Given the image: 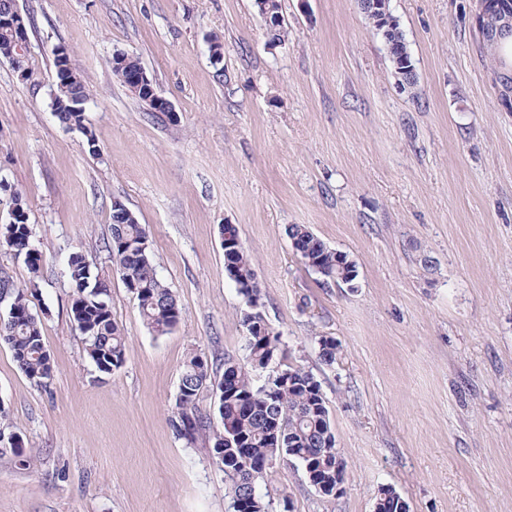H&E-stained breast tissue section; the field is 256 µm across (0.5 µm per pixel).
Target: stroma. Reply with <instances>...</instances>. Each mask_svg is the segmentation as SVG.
Returning a JSON list of instances; mask_svg holds the SVG:
<instances>
[{"label":"stroma","instance_id":"stroma-1","mask_svg":"<svg viewBox=\"0 0 512 512\" xmlns=\"http://www.w3.org/2000/svg\"><path fill=\"white\" fill-rule=\"evenodd\" d=\"M281 5L275 40L255 0H18L28 42L21 64L0 58V223L20 193L54 376L35 387L0 342V426L30 450L23 463L0 455V512H229L208 444L186 445L169 423L190 355L243 354L225 224L282 363L320 383L348 465L330 497L302 468L270 469L273 512H374L384 486L409 512H512V112L498 109L472 0H391L411 88L357 0ZM61 51L90 93L81 130L52 110ZM118 51L176 121L113 77ZM116 202L145 224L181 320L153 335L113 281L126 358L107 375L74 330L65 265L78 250L110 270ZM291 224L348 254L355 287L309 269ZM323 336L340 345L334 364Z\"/></svg>","mask_w":512,"mask_h":512}]
</instances>
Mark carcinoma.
Returning a JSON list of instances; mask_svg holds the SVG:
<instances>
[{
	"label": "carcinoma",
	"mask_w": 512,
	"mask_h": 512,
	"mask_svg": "<svg viewBox=\"0 0 512 512\" xmlns=\"http://www.w3.org/2000/svg\"><path fill=\"white\" fill-rule=\"evenodd\" d=\"M374 30L385 43L387 54L402 83L414 85L415 65L399 20L391 8L361 7ZM141 67L138 58L120 53L112 57V74L123 84ZM89 96L75 68H56V92L53 112L69 127H83L84 113L73 111L74 100ZM288 237L298 239V254L309 268L321 270L326 283H354L356 266L348 255L329 249L308 227L290 224ZM0 246L14 257L24 259L32 273L40 271V256L33 242L28 213L0 224ZM106 250L112 258L113 272L124 288L137 300L147 328L156 336L172 331L181 311L170 288L158 274L152 260L145 226L112 213L111 238ZM224 269L235 285L244 286L254 275L252 262L243 243L224 248ZM73 286L71 316L75 330L85 340V353L95 368L104 374L118 370L125 361V336L112 317L108 288L95 274L86 256L66 261ZM36 280L19 286L0 271V304L4 305L0 339L7 343L14 360L30 382L45 388L53 377V360L43 343L41 321L32 312L30 297ZM254 315L246 320L245 353L242 358L224 359V371L233 380L224 388V377H215L213 363L202 354L189 357L183 364L171 425L186 444L204 439L212 458L224 471L237 479L227 487L228 497L241 491L253 493V512H269V504L260 493L267 470L281 462L302 467L306 475L347 474V463L336 438L321 385L299 365L284 368L275 364L281 340L267 322L262 310L260 289H255ZM320 357L328 364L336 362L339 344L332 337L319 339ZM210 389L218 396L217 416L200 406V393ZM407 503L392 488L379 489L375 512H406Z\"/></svg>",
	"instance_id": "1"
}]
</instances>
